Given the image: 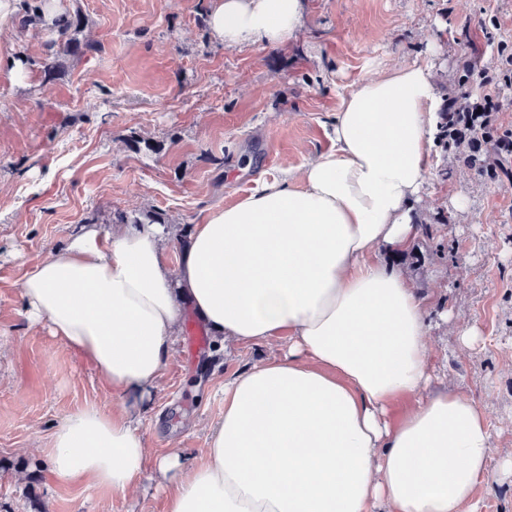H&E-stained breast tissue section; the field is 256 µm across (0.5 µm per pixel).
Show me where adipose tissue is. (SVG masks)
I'll list each match as a JSON object with an SVG mask.
<instances>
[{
	"label": "adipose tissue",
	"mask_w": 512,
	"mask_h": 512,
	"mask_svg": "<svg viewBox=\"0 0 512 512\" xmlns=\"http://www.w3.org/2000/svg\"><path fill=\"white\" fill-rule=\"evenodd\" d=\"M301 0H213L229 46L278 45ZM443 96L426 63L357 84L333 147L195 225L176 274L163 227L89 229L23 279V314L127 401L65 416L60 478L122 494L154 463L166 512H478L493 454L484 407L436 381L427 297L383 252L418 232ZM219 344H278L224 383L203 461L151 459L130 404L155 388L184 308Z\"/></svg>",
	"instance_id": "ef3b65f1"
}]
</instances>
